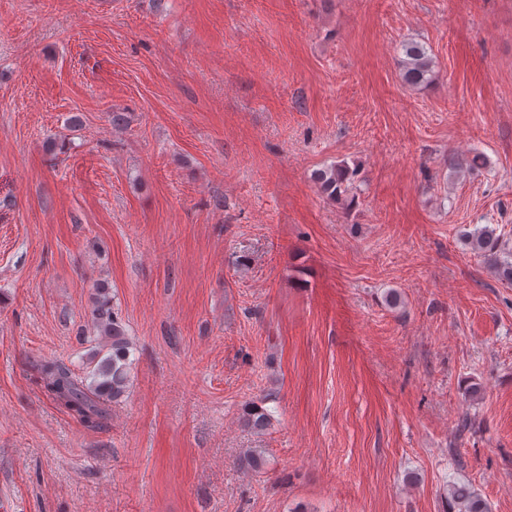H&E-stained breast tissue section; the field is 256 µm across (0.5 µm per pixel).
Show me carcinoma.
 I'll use <instances>...</instances> for the list:
<instances>
[{
  "label": "carcinoma",
  "instance_id": "cac0c4a2",
  "mask_svg": "<svg viewBox=\"0 0 512 512\" xmlns=\"http://www.w3.org/2000/svg\"><path fill=\"white\" fill-rule=\"evenodd\" d=\"M404 82L417 87L428 82L433 75L434 61L426 46L408 41L400 46ZM357 169L345 162L319 169L312 175L322 194L334 202L352 203ZM470 248L480 253L495 252L499 237L494 230L483 227L465 234ZM97 306L93 317L99 334V349L86 364L84 375H79L65 363L47 361L41 367L40 380L45 391L65 409L76 415L89 427L99 426L107 418L106 402L123 396L128 384L129 342L118 312L110 306L109 288L96 285ZM272 414L258 406L247 412L248 425L256 430L265 429ZM447 512H492L490 503L469 483L448 481Z\"/></svg>",
  "mask_w": 512,
  "mask_h": 512
}]
</instances>
